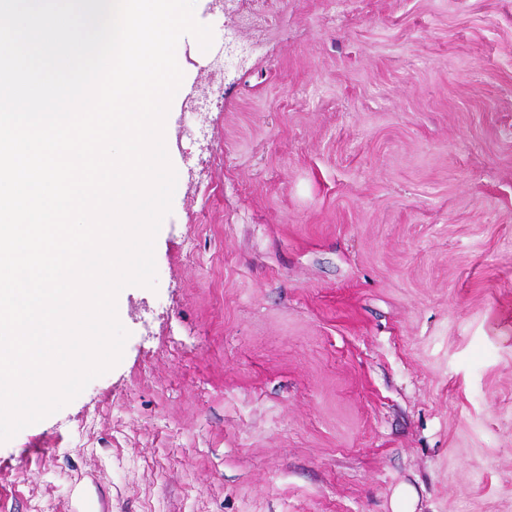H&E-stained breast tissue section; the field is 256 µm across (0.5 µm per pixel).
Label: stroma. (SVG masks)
Masks as SVG:
<instances>
[{"label":"stroma","mask_w":512,"mask_h":512,"mask_svg":"<svg viewBox=\"0 0 512 512\" xmlns=\"http://www.w3.org/2000/svg\"><path fill=\"white\" fill-rule=\"evenodd\" d=\"M195 18L156 286L0 512H512V0Z\"/></svg>","instance_id":"1"}]
</instances>
